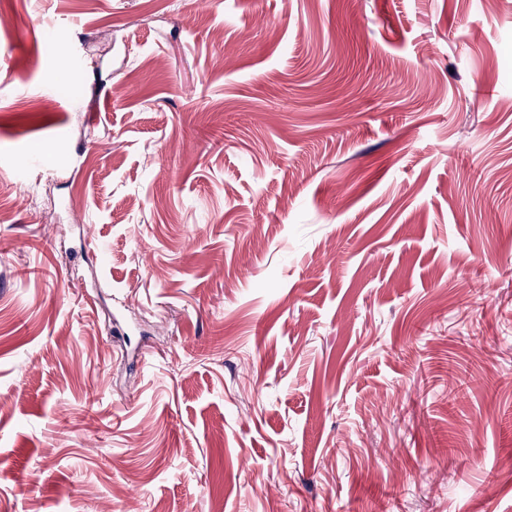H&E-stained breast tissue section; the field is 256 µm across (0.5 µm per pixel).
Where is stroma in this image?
Returning a JSON list of instances; mask_svg holds the SVG:
<instances>
[{
    "instance_id": "stroma-1",
    "label": "stroma",
    "mask_w": 512,
    "mask_h": 512,
    "mask_svg": "<svg viewBox=\"0 0 512 512\" xmlns=\"http://www.w3.org/2000/svg\"><path fill=\"white\" fill-rule=\"evenodd\" d=\"M0 13V512H512V0Z\"/></svg>"
}]
</instances>
